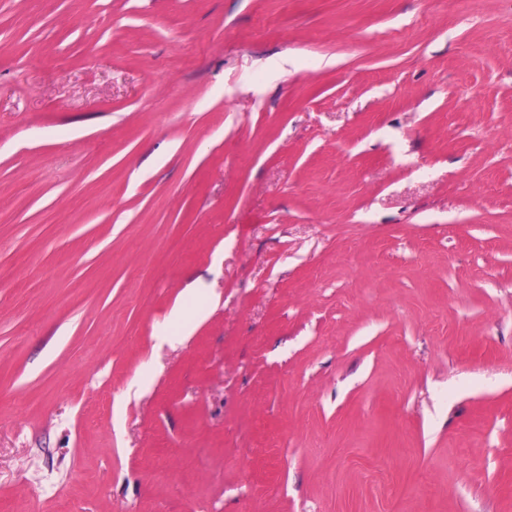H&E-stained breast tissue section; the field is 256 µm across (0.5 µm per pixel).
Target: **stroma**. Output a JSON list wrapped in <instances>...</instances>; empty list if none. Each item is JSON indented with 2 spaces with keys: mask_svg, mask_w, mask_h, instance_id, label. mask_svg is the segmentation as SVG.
Listing matches in <instances>:
<instances>
[{
  "mask_svg": "<svg viewBox=\"0 0 512 512\" xmlns=\"http://www.w3.org/2000/svg\"><path fill=\"white\" fill-rule=\"evenodd\" d=\"M0 512H512V0H0Z\"/></svg>",
  "mask_w": 512,
  "mask_h": 512,
  "instance_id": "stroma-1",
  "label": "stroma"
}]
</instances>
